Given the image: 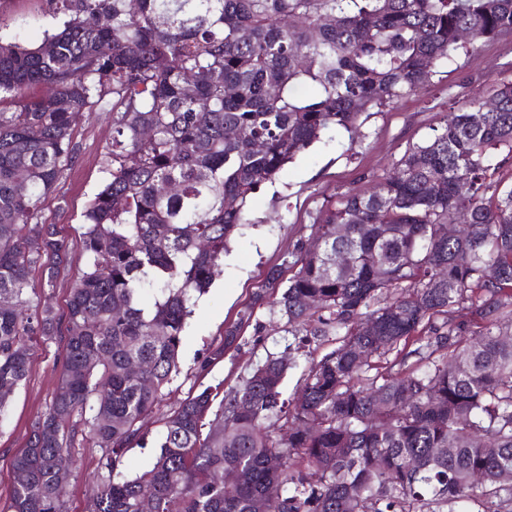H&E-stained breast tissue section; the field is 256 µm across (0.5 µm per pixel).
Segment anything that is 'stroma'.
Segmentation results:
<instances>
[{
	"label": "stroma",
	"mask_w": 512,
	"mask_h": 512,
	"mask_svg": "<svg viewBox=\"0 0 512 512\" xmlns=\"http://www.w3.org/2000/svg\"><path fill=\"white\" fill-rule=\"evenodd\" d=\"M49 0H0V37L24 31L30 44L40 42L59 23ZM512 80V34L460 51L452 62L438 66L421 90L361 116L356 136L329 132L288 163L265 184L248 204L247 224L230 244L210 289L196 302L179 352V373L164 391L161 402L145 417V446L130 447L126 473L134 476L151 468L155 444L165 430L169 414L187 397L208 386L241 383L267 355L286 354L293 337L273 303L252 307L271 267L283 278L296 271V246L310 243L312 226L325 207L349 194H360L390 176L405 151L439 128L450 108L488 97L500 82ZM112 136L110 116L92 112L75 129L79 159L67 170L39 213L42 222L56 225L68 244L67 263L52 294L55 308L66 305L72 284L85 269L80 233L83 212L104 182L106 145ZM253 315L245 325L238 348L228 351L209 373L197 372V363L224 340V327L245 309ZM32 371L12 395L6 420L0 424V501L13 486L10 461L24 448L31 421L51 398L59 378L56 343L31 337ZM97 454L81 449L75 468L66 479L67 512H88L91 476Z\"/></svg>",
	"instance_id": "obj_1"
}]
</instances>
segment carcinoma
Returning a JSON list of instances; mask_svg holds the SVG:
<instances>
[{
	"instance_id": "obj_1",
	"label": "carcinoma",
	"mask_w": 512,
	"mask_h": 512,
	"mask_svg": "<svg viewBox=\"0 0 512 512\" xmlns=\"http://www.w3.org/2000/svg\"><path fill=\"white\" fill-rule=\"evenodd\" d=\"M53 2L66 19L39 45L0 38V423L31 372L29 337L56 341L60 364L11 459L26 479L0 512H66L77 448L99 453L89 512H141L145 497L151 512H253L259 499L269 512H512V81L493 88L496 109L478 99L448 113L380 195L331 203L312 225L322 250L298 247L287 286L269 271L255 303L275 295L287 324L342 337L298 392L283 397L293 358L270 354L219 405L209 387L184 401L151 469L124 473L252 195L327 132L352 134L362 113L424 88L461 32L511 33L512 0ZM87 112L112 113L108 178L83 213L87 265L59 312L67 247L38 215ZM455 222L466 235L443 236ZM462 307L477 330L455 321ZM253 310L200 371L238 347ZM373 319L385 336L374 357L403 369L348 353Z\"/></svg>"
}]
</instances>
